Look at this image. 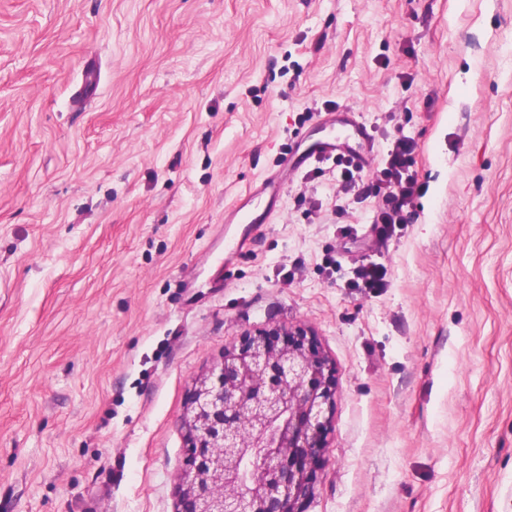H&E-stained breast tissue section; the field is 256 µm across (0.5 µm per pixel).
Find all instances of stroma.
Listing matches in <instances>:
<instances>
[{
    "mask_svg": "<svg viewBox=\"0 0 512 512\" xmlns=\"http://www.w3.org/2000/svg\"><path fill=\"white\" fill-rule=\"evenodd\" d=\"M328 100L398 113L411 223L342 237L329 171L225 252ZM276 327L334 366L305 512H512V0H0V512H175L193 378ZM384 271L376 264H362L355 268L351 287L381 288L384 285Z\"/></svg>",
    "mask_w": 512,
    "mask_h": 512,
    "instance_id": "stroma-1",
    "label": "stroma"
}]
</instances>
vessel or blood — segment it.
Segmentation results:
<instances>
[{"label": "vessel or blood", "mask_w": 512, "mask_h": 512, "mask_svg": "<svg viewBox=\"0 0 512 512\" xmlns=\"http://www.w3.org/2000/svg\"><path fill=\"white\" fill-rule=\"evenodd\" d=\"M317 128L321 132L320 138L309 144L296 142L285 156L278 175L266 176L248 197L227 215V222H265L277 207L282 177L303 167L310 160H332L344 154L354 157L360 164H367L368 158L363 151L367 142L366 133L356 111L346 109L338 116L327 115L318 121Z\"/></svg>", "instance_id": "b4317fda"}]
</instances>
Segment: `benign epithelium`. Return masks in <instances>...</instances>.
I'll return each mask as SVG.
<instances>
[{
    "instance_id": "benign-epithelium-1",
    "label": "benign epithelium",
    "mask_w": 512,
    "mask_h": 512,
    "mask_svg": "<svg viewBox=\"0 0 512 512\" xmlns=\"http://www.w3.org/2000/svg\"><path fill=\"white\" fill-rule=\"evenodd\" d=\"M335 403L331 362L305 330L224 349L192 380L176 512H304Z\"/></svg>"
}]
</instances>
